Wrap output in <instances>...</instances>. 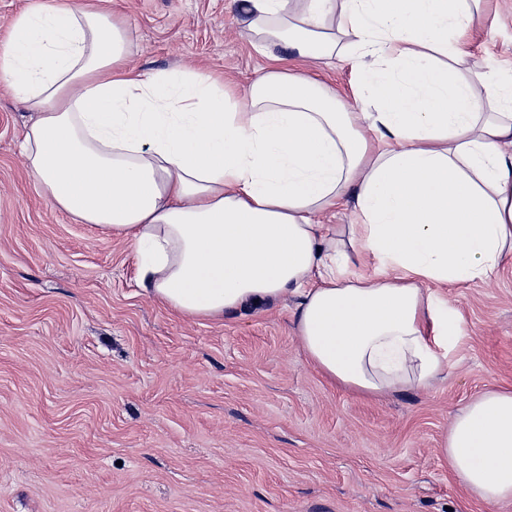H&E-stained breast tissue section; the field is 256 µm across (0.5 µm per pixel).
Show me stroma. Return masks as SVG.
Returning a JSON list of instances; mask_svg holds the SVG:
<instances>
[{
  "label": "stroma",
  "mask_w": 512,
  "mask_h": 512,
  "mask_svg": "<svg viewBox=\"0 0 512 512\" xmlns=\"http://www.w3.org/2000/svg\"><path fill=\"white\" fill-rule=\"evenodd\" d=\"M468 69L512 66V0H480ZM143 71L245 87L268 60L232 0H112ZM356 111L353 69L296 61ZM0 81V512H512L469 499L440 446L475 395L512 387V260L448 286L462 335L445 381L368 400L295 338L297 297L177 317L134 248L53 209Z\"/></svg>",
  "instance_id": "obj_1"
}]
</instances>
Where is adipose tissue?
<instances>
[{
	"label": "adipose tissue",
	"instance_id": "obj_1",
	"mask_svg": "<svg viewBox=\"0 0 512 512\" xmlns=\"http://www.w3.org/2000/svg\"><path fill=\"white\" fill-rule=\"evenodd\" d=\"M269 62L244 89L129 65L112 12H22L0 79L53 208L133 245L152 297L191 319L299 295L294 331L338 388L383 398L448 375L441 288L512 258V75L463 76L473 0H238ZM368 63L364 111L288 65ZM350 209L347 224L320 216ZM442 455L474 500L512 503V389L452 419Z\"/></svg>",
	"mask_w": 512,
	"mask_h": 512
}]
</instances>
